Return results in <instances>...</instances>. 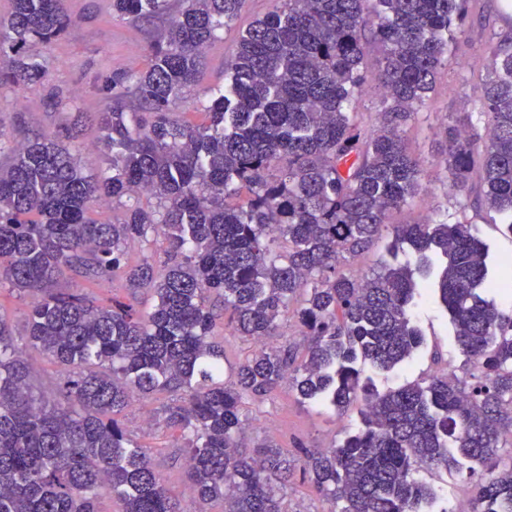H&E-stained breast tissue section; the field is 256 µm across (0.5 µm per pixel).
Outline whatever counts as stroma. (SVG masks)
I'll return each instance as SVG.
<instances>
[{"label":"stroma","mask_w":512,"mask_h":512,"mask_svg":"<svg viewBox=\"0 0 512 512\" xmlns=\"http://www.w3.org/2000/svg\"><path fill=\"white\" fill-rule=\"evenodd\" d=\"M506 0H469L465 28L470 45L465 54L449 58L442 66L436 88L425 107L412 119L405 131L408 149L431 159L425 173L426 191L406 208L394 211L391 223L411 224L424 218H436L446 210L454 220L472 224L476 235L489 248L491 277L501 273L502 258L512 254V235L504 232L497 215L485 208L477 197L458 201L447 195L443 167L434 160L441 147L436 132L446 117L473 107V88L484 73L481 49L489 39L512 36V11L504 9ZM65 12L74 22L72 34L41 51L49 69L45 88L20 92L10 85H0V128L16 137L68 129L76 112H83L84 122L76 144L83 164L103 173L110 168V155L98 143L99 131L90 115L104 111L107 102L99 91L104 75L113 71L143 69V50L154 41L165 23L121 19L112 14V0H62ZM274 7L273 0H246L234 27L225 29L209 45L197 81L187 87L173 107L180 118L200 121L206 99L224 82V62L229 58L239 30L264 17ZM62 94L61 104H51L49 90ZM415 323L425 337V345L405 366L389 373L374 374L379 390L398 387L434 372L447 364L460 370L463 356L454 338L449 318L435 300L425 299L415 309ZM170 393L161 392L150 400L137 402L125 410L122 420L132 437L153 450L152 462L166 488L177 494L182 512H199L200 505L190 493L185 474L184 450L179 432L163 426L145 428L146 416L167 403ZM243 411L249 417L250 432L245 448L266 438L275 440L288 454L299 455L304 448H324L342 441L354 428L358 413L340 414L299 400L287 386L274 389L263 401L246 402ZM418 477L438 494L440 502L455 503L470 498L476 480L455 469L421 468Z\"/></svg>","instance_id":"stroma-1"}]
</instances>
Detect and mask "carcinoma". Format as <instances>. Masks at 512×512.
<instances>
[{
    "label": "carcinoma",
    "mask_w": 512,
    "mask_h": 512,
    "mask_svg": "<svg viewBox=\"0 0 512 512\" xmlns=\"http://www.w3.org/2000/svg\"><path fill=\"white\" fill-rule=\"evenodd\" d=\"M239 32L224 86L206 122L170 112L194 83L203 51L246 0H112V15L168 25L139 71L112 73L97 122L112 176L86 172L44 132L0 162V285L29 299L24 336L71 372L60 392L33 384L32 368L0 316V512H181L150 450L118 419L136 399L179 393L160 408L182 432L188 489L224 512H288V484L307 477L329 512H419L431 497L418 468L456 456L481 469L467 512H512V313L480 297L512 286V265L487 278L470 224H391L424 191L426 160L403 128L425 104L448 57L468 39L467 0H274ZM73 21L61 0H12L0 18V84L45 85L33 44L49 46ZM380 44L372 69L368 45ZM477 110L443 130L456 196L478 173L481 201L512 234V43L484 44ZM377 83L371 130L354 111ZM156 201L152 209L140 195ZM118 207L110 224L89 211ZM396 254L372 277L346 267L382 232ZM167 243L157 267L148 251ZM132 252L139 264H127ZM112 282L102 306L72 283ZM146 293L139 309L122 292ZM430 290L449 313L468 375L439 369L383 393L366 370L390 372L423 344L413 309ZM305 354L285 340L258 348L224 381L222 325L247 340L278 335L288 311ZM286 384L337 411L361 402L358 429L300 457L271 441L247 455L246 400Z\"/></svg>",
    "instance_id": "cac0c4a2"
}]
</instances>
